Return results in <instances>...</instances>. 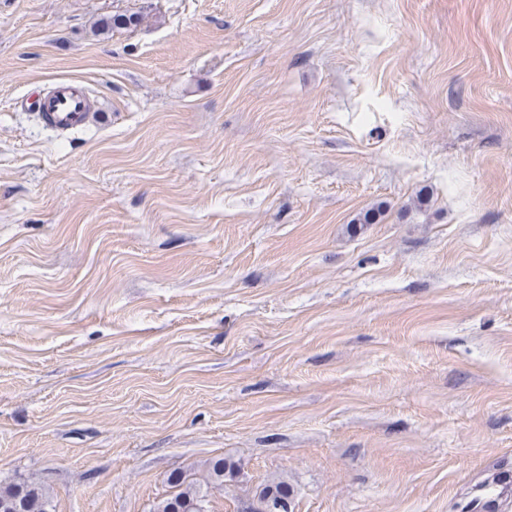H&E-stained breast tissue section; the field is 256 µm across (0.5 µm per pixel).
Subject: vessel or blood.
I'll return each mask as SVG.
<instances>
[{"label":"vessel or blood","instance_id":"1","mask_svg":"<svg viewBox=\"0 0 512 512\" xmlns=\"http://www.w3.org/2000/svg\"><path fill=\"white\" fill-rule=\"evenodd\" d=\"M38 110L49 127L67 132L85 124L92 108L91 96L79 81L69 78L53 82L37 100ZM512 494V483L496 480L479 489L482 512H499L505 496Z\"/></svg>","mask_w":512,"mask_h":512}]
</instances>
